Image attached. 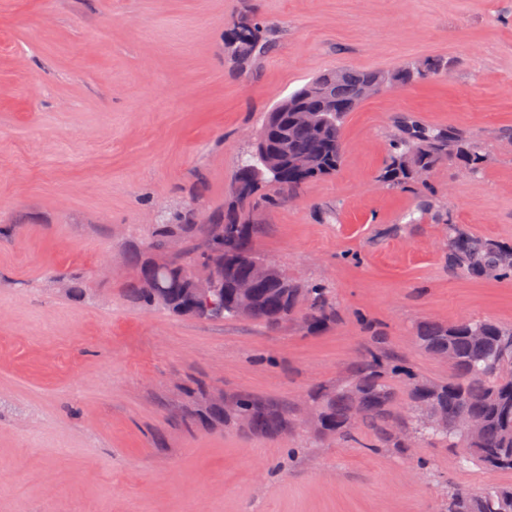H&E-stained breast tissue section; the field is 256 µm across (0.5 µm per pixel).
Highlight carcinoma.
<instances>
[{
  "instance_id": "1",
  "label": "carcinoma",
  "mask_w": 512,
  "mask_h": 512,
  "mask_svg": "<svg viewBox=\"0 0 512 512\" xmlns=\"http://www.w3.org/2000/svg\"><path fill=\"white\" fill-rule=\"evenodd\" d=\"M228 53L239 70L249 72L270 52L274 39L244 16L228 30ZM447 60L427 57L409 62L387 74L377 70L341 68L320 74L290 93L266 113L267 127L256 147L245 154L235 171L234 180L263 185L280 194L292 195L306 182L336 174L343 155V125L365 97L363 86L390 78L396 87L425 81L448 70ZM323 112L327 122L321 126L294 122L291 109ZM390 161L383 179L403 188L419 172L428 173L448 162L457 167L480 170L485 154L463 132L454 128H436L412 117L397 121ZM254 195L238 197L222 212L204 213V222L196 221L195 209L173 213L165 223L156 224L145 239V246L159 259L145 260V251L129 255L135 277L127 288L134 302L148 309H161L179 316H194L188 299L192 268L204 258L198 240L209 229L224 232V239L211 259L224 268V305L205 315L208 320L243 317L279 329L299 315L307 325L319 330L333 322L336 310L319 283L300 286L276 270L267 280L254 281V301L245 315L233 308L236 281L251 275L249 261L261 258L253 248L258 233L253 211L260 203ZM180 236L184 251L171 256L168 240ZM451 267L472 277L512 278V246L492 239L466 234L456 225H448L445 240ZM157 280L168 287L166 299H159L147 288ZM418 346L432 354H446L453 375L446 381L409 378L407 399L397 400L396 392L385 377L383 358L369 352L359 362L352 378L332 391H316L312 404L317 414L315 431L332 435L343 442L356 441L357 426L373 435L383 448H403L397 437L401 427L417 434L421 441L446 442L463 449L460 465L473 462L489 470L512 472V325L492 320H461L452 324L425 322L417 327ZM239 414L250 421V429L261 434L288 431L290 408L278 406L249 393L234 397ZM465 416L480 424L478 432L463 434L457 420ZM443 512H512V486L490 485L479 491L456 487L448 491Z\"/></svg>"
}]
</instances>
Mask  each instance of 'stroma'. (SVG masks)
<instances>
[{"label":"stroma","mask_w":512,"mask_h":512,"mask_svg":"<svg viewBox=\"0 0 512 512\" xmlns=\"http://www.w3.org/2000/svg\"><path fill=\"white\" fill-rule=\"evenodd\" d=\"M247 8L276 46L243 73L224 35ZM427 56L448 73L362 102L335 175L254 211L255 250L328 288L333 324L129 300L128 248L161 212L223 210L277 102L323 72ZM403 116L486 155L477 175L436 167L425 213L379 179ZM451 223L512 244V0H0V512H441L449 486L512 484L453 448H364L305 421L308 394L367 351L405 367L399 398L408 374L447 380L422 322L512 323V279L449 267ZM74 278L86 297L62 290ZM213 392L288 405L294 425L210 420Z\"/></svg>","instance_id":"35a3bbf8"}]
</instances>
